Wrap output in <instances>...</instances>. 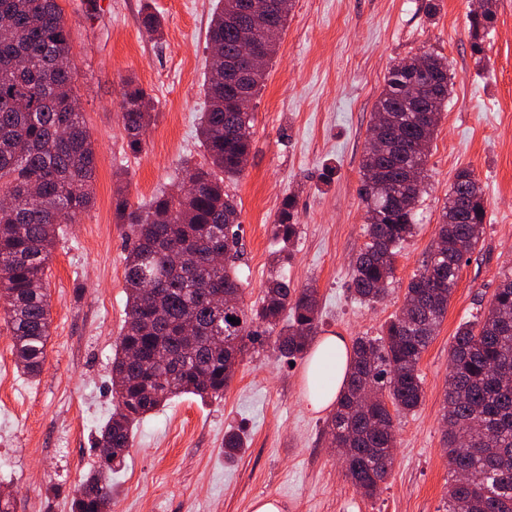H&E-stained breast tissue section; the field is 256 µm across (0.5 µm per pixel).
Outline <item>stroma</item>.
I'll return each instance as SVG.
<instances>
[{"instance_id":"obj_1","label":"stroma","mask_w":512,"mask_h":512,"mask_svg":"<svg viewBox=\"0 0 512 512\" xmlns=\"http://www.w3.org/2000/svg\"><path fill=\"white\" fill-rule=\"evenodd\" d=\"M71 31L81 112L96 153L94 204L64 225L48 270L51 329L40 376L17 369L0 318V485L13 512H70L98 467L94 443L112 413L110 366L125 319L127 227L112 195L131 203L172 189L184 159H207L198 117L206 106L208 31L216 0H58ZM474 0H295L264 86L252 105V150L225 182L240 210L243 301L259 299L279 245L273 224L294 200L300 236L284 272L313 284L320 336L379 335L398 315L405 288L432 249L458 170H471L486 199L481 241L466 255L448 312L424 352V397L396 418L392 469L374 497L356 492L323 433L330 409H312L307 359L273 349L247 355L223 397L185 395L135 428L112 478V512H253L260 498L280 512H442L450 485L443 447L449 351L460 324L486 310L512 268V0L474 53ZM162 39L147 36L145 11ZM434 53L448 62L450 94L427 161L417 230L395 259L393 292L360 304L349 290L365 237L361 163L374 105L400 61ZM153 97L156 118L141 154L123 148L126 81ZM244 446L224 457V433Z\"/></svg>"}]
</instances>
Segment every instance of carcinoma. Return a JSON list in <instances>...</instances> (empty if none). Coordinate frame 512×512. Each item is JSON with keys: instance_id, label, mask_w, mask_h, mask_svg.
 Segmentation results:
<instances>
[{"instance_id": "carcinoma-1", "label": "carcinoma", "mask_w": 512, "mask_h": 512, "mask_svg": "<svg viewBox=\"0 0 512 512\" xmlns=\"http://www.w3.org/2000/svg\"><path fill=\"white\" fill-rule=\"evenodd\" d=\"M252 0H219L209 29L207 108L200 137L207 163L183 166L194 182L180 194L158 193L133 204L117 189L112 205L130 229L125 258L126 320L112 358L115 408L100 429L98 469L71 500V512H111L112 475L128 455L133 429L144 416L182 395L204 400L224 395L250 350L274 340L286 358L303 357L319 330L313 286L295 288L285 275L270 277L262 295L241 307L240 212L224 180L239 176L252 148L253 114L230 105L224 58L244 41L261 47L264 62L275 41L249 24ZM294 0H262L267 26L285 28ZM496 16V0H483L470 21L474 52ZM57 0H0V306L7 317L15 363L37 377L50 336L46 271L64 224H76L94 203L93 141L75 106L77 92ZM265 81L255 68L245 86L253 100ZM448 63L424 53L395 67L375 103L365 154L362 198L366 242L356 257L351 288L367 305L383 301L395 258L413 236L426 163L448 101ZM122 115L127 149L139 153L151 124L148 92L126 82ZM292 200L278 210L273 234L283 243L275 263L292 258L299 236ZM482 189L467 169L456 172L438 226L435 248L409 281L401 314L381 336H359L336 409L324 434L341 449L345 476L364 496L377 494L394 462V416L415 411L424 397L419 364L447 311L461 261L483 233ZM216 250L220 264L210 261ZM239 322L233 324L229 318ZM186 323L193 335L183 334ZM328 351L310 375V388L328 387ZM378 394L369 404V392ZM445 445L450 486L443 512H512V268L502 272L483 314L461 324L450 352L445 393Z\"/></svg>"}]
</instances>
